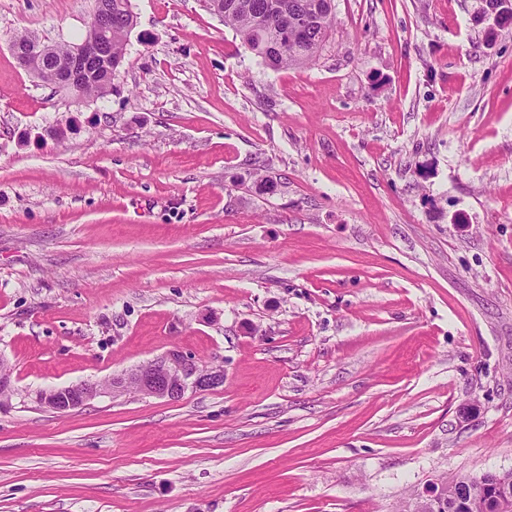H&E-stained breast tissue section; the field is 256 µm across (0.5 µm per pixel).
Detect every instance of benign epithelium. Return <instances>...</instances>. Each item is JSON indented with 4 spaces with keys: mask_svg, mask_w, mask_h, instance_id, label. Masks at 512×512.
<instances>
[{
    "mask_svg": "<svg viewBox=\"0 0 512 512\" xmlns=\"http://www.w3.org/2000/svg\"><path fill=\"white\" fill-rule=\"evenodd\" d=\"M112 37V2L100 0L86 26V34L64 58L53 60L51 71L56 83L79 90L84 69L89 62L107 59L106 46ZM13 54L25 65L39 68L48 52L32 55L18 42H11ZM224 386V367H199L193 358L179 349L136 366L118 376L104 380L83 381L63 388H42L33 392L32 402L56 413L82 408L92 401L116 392H133L144 396L181 400L188 391L214 390ZM13 395L12 373L9 362L0 356V411L8 409ZM415 503L420 512H440L444 501L440 497L441 484L436 480L418 490Z\"/></svg>",
    "mask_w": 512,
    "mask_h": 512,
    "instance_id": "obj_1",
    "label": "benign epithelium"
}]
</instances>
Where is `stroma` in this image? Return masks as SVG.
<instances>
[{"mask_svg": "<svg viewBox=\"0 0 512 512\" xmlns=\"http://www.w3.org/2000/svg\"><path fill=\"white\" fill-rule=\"evenodd\" d=\"M131 6L72 106L9 43L94 0H0V512H394L512 471V20L335 0L274 69L201 0ZM174 348L223 388L29 399Z\"/></svg>", "mask_w": 512, "mask_h": 512, "instance_id": "obj_1", "label": "stroma"}]
</instances>
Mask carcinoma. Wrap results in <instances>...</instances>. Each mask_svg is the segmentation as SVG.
Wrapping results in <instances>:
<instances>
[{
    "label": "carcinoma",
    "mask_w": 512,
    "mask_h": 512,
    "mask_svg": "<svg viewBox=\"0 0 512 512\" xmlns=\"http://www.w3.org/2000/svg\"><path fill=\"white\" fill-rule=\"evenodd\" d=\"M130 0H112V63L119 66L136 20ZM206 9L224 19L254 55L273 68L296 67L316 62L335 27L334 0H204ZM307 19L303 30H285L282 14ZM104 75H90L79 97L99 99L111 92ZM448 491L447 512H481L493 490H512V471L479 476L460 474L438 478Z\"/></svg>",
    "instance_id": "obj_1"
}]
</instances>
